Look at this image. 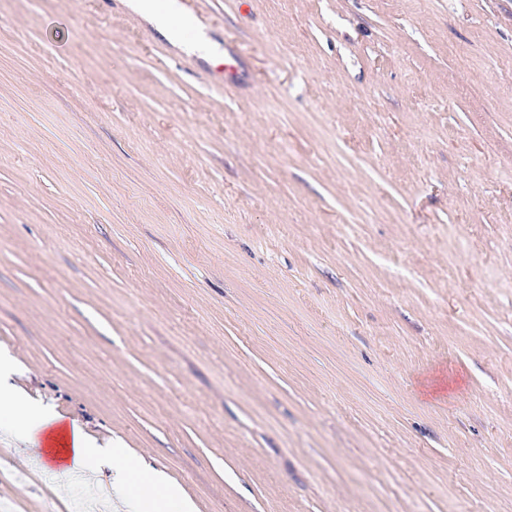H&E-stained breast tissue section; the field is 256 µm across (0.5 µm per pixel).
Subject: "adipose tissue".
Segmentation results:
<instances>
[{
    "label": "adipose tissue",
    "instance_id": "adipose-tissue-1",
    "mask_svg": "<svg viewBox=\"0 0 512 512\" xmlns=\"http://www.w3.org/2000/svg\"><path fill=\"white\" fill-rule=\"evenodd\" d=\"M11 368L0 362V412L11 413L6 432L17 441L39 445L52 444L66 437L69 444L68 471H77L96 462L112 471V493L123 512H152L156 503L169 504L173 512H193L191 502L179 499L175 490L164 487L160 480L143 470L139 463L119 449L102 453L79 426L60 427L56 415L28 405L17 396L10 382Z\"/></svg>",
    "mask_w": 512,
    "mask_h": 512
}]
</instances>
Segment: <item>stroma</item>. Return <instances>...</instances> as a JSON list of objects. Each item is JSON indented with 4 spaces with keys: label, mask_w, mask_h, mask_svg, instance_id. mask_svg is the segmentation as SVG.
<instances>
[{
    "label": "stroma",
    "mask_w": 512,
    "mask_h": 512,
    "mask_svg": "<svg viewBox=\"0 0 512 512\" xmlns=\"http://www.w3.org/2000/svg\"><path fill=\"white\" fill-rule=\"evenodd\" d=\"M0 0V356L196 512H512V0ZM113 512L0 440V512Z\"/></svg>",
    "instance_id": "obj_1"
}]
</instances>
